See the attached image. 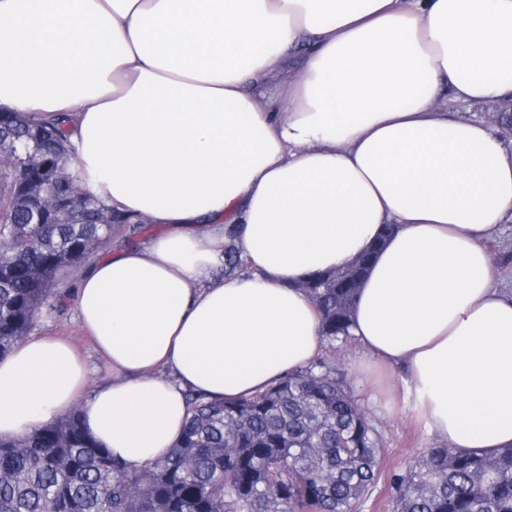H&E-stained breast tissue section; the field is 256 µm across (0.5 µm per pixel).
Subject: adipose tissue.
Wrapping results in <instances>:
<instances>
[{
    "label": "adipose tissue",
    "mask_w": 512,
    "mask_h": 512,
    "mask_svg": "<svg viewBox=\"0 0 512 512\" xmlns=\"http://www.w3.org/2000/svg\"><path fill=\"white\" fill-rule=\"evenodd\" d=\"M507 99L512 0H0V112L66 115L89 189L167 227L79 281L111 383L86 392L69 343L25 339L0 359V437L78 405L127 470L169 456L188 392L251 396L320 355L302 282L378 241L360 370L404 367L381 394L452 447L512 446V294L489 250L512 149L469 112ZM230 231L249 270L218 277Z\"/></svg>",
    "instance_id": "ef3b65f1"
}]
</instances>
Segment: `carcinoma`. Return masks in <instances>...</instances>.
<instances>
[{"mask_svg": "<svg viewBox=\"0 0 512 512\" xmlns=\"http://www.w3.org/2000/svg\"><path fill=\"white\" fill-rule=\"evenodd\" d=\"M66 120L9 113L0 142V357L22 342L67 270L129 223H99L112 206L84 188ZM71 196L48 224L29 197ZM225 275L247 270L228 234ZM329 354L265 391L219 402L189 392L190 415L171 455L128 471L97 444L80 409L0 438V512H359L378 484L397 512H512V447L493 453L429 448L383 474L382 439L336 369L357 286L345 274L305 283Z\"/></svg>", "mask_w": 512, "mask_h": 512, "instance_id": "cac0c4a2", "label": "carcinoma"}]
</instances>
